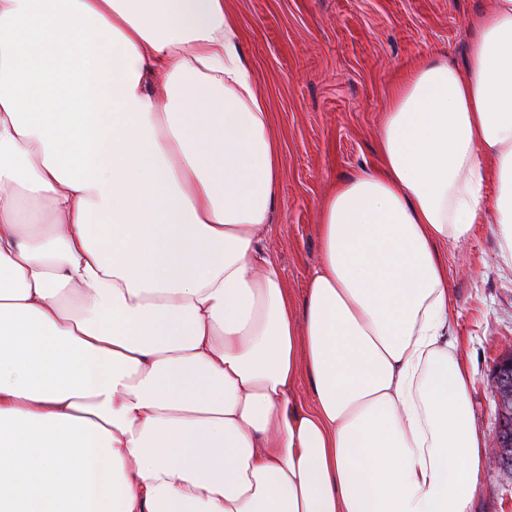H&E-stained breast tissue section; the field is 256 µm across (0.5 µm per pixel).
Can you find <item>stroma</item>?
Returning a JSON list of instances; mask_svg holds the SVG:
<instances>
[{
  "label": "stroma",
  "instance_id": "1",
  "mask_svg": "<svg viewBox=\"0 0 512 512\" xmlns=\"http://www.w3.org/2000/svg\"><path fill=\"white\" fill-rule=\"evenodd\" d=\"M267 101L281 185L265 246L301 299L321 261L320 209L332 184L377 164L389 87L417 59L462 61L468 22L494 0H224ZM493 225L446 249L449 333L474 378L473 421L487 443L499 426L492 378L512 355V264ZM472 512H512V475L485 465Z\"/></svg>",
  "mask_w": 512,
  "mask_h": 512
}]
</instances>
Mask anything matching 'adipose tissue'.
Instances as JSON below:
<instances>
[{
  "instance_id": "ef3b65f1",
  "label": "adipose tissue",
  "mask_w": 512,
  "mask_h": 512,
  "mask_svg": "<svg viewBox=\"0 0 512 512\" xmlns=\"http://www.w3.org/2000/svg\"><path fill=\"white\" fill-rule=\"evenodd\" d=\"M469 27L393 84L298 309L224 0H0V512H471L443 249L490 220L512 263V0Z\"/></svg>"
}]
</instances>
